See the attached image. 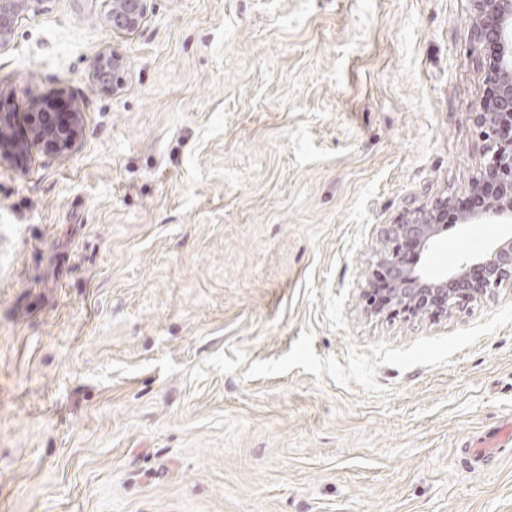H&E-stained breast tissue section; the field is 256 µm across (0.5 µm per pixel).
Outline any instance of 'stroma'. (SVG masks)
<instances>
[{"label": "stroma", "mask_w": 512, "mask_h": 512, "mask_svg": "<svg viewBox=\"0 0 512 512\" xmlns=\"http://www.w3.org/2000/svg\"><path fill=\"white\" fill-rule=\"evenodd\" d=\"M43 0L0 103L72 147L0 160V512H512V286L370 314L383 225L470 199L471 0ZM124 62L95 84L100 54ZM503 224L453 227L436 270ZM109 3L107 22L119 33L137 29L147 15L148 0H110ZM56 112H63L58 104H47L38 112L26 113L32 131L30 141L65 150L78 135L82 113L77 105L73 112ZM512 446V428L501 430L489 438L482 448H466L471 464L486 467L493 465L500 457L502 451Z\"/></svg>", "instance_id": "1"}]
</instances>
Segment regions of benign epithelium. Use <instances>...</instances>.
<instances>
[{
  "mask_svg": "<svg viewBox=\"0 0 512 512\" xmlns=\"http://www.w3.org/2000/svg\"><path fill=\"white\" fill-rule=\"evenodd\" d=\"M43 0H0V50L12 40L19 18L39 12ZM474 24L479 39L493 48L488 63V80L494 87L493 108L474 113V120L489 141L487 160L472 191L487 201L480 210L461 218V224L512 223V0H472ZM148 0H110L107 22L112 30L129 33L147 15ZM122 60L101 55L93 63L97 82L121 81ZM31 142L65 150L78 135L79 108L67 113L29 112ZM450 200L438 198L431 205L417 207L382 230L388 248L378 253V266L385 269V304L374 308L389 319L404 320L427 316L431 319L466 313L474 303L512 280V238L493 245L484 255L464 262L450 271H434L426 265H409L403 247L412 245L427 257L448 225L437 222Z\"/></svg>",
  "mask_w": 512,
  "mask_h": 512,
  "instance_id": "obj_1",
  "label": "benign epithelium"
}]
</instances>
